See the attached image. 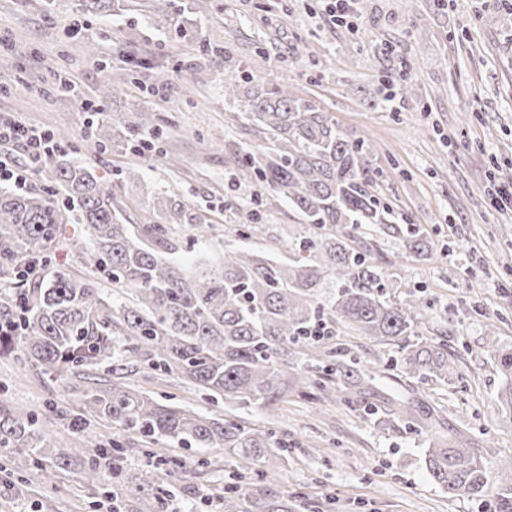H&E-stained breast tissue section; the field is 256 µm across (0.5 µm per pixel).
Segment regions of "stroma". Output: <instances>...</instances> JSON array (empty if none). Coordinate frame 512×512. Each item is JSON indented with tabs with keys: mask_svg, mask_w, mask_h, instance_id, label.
Here are the masks:
<instances>
[{
	"mask_svg": "<svg viewBox=\"0 0 512 512\" xmlns=\"http://www.w3.org/2000/svg\"><path fill=\"white\" fill-rule=\"evenodd\" d=\"M81 4L0 0V118L67 133L71 158L94 169L128 223H161L155 202L163 198L186 211L187 223L175 227L184 261L220 260L229 249L282 262L296 256L312 227L286 199L258 206V187L234 176L230 147L263 141L224 102L225 75L247 73L312 101L368 143L392 222H412L430 241L423 260L400 239L364 229L388 262V296L400 300L412 290L429 299L422 325L447 337L453 379L411 388L398 369L379 366L392 349L343 330L336 342L376 369V394L416 390L442 409L445 426H383L371 411L302 399L300 379L289 377L281 394L243 414L261 425L275 420L295 443L266 494L300 495L321 512H493L491 497L446 493L429 476L423 450L455 428L471 434L487 470L512 468V408L500 397L496 367L497 352L512 351V212L494 209L485 195L490 180L512 178V14L499 0H448L442 10L435 0H364L353 28L335 23L323 0H162L168 25L161 29L148 11L95 15ZM212 32L224 50L208 45ZM91 42L94 58L85 53ZM300 42L307 50L299 58ZM405 72L409 99L399 92ZM107 85L117 92L103 115L85 111ZM141 110L158 118L176 165L98 152L84 133L99 118L126 130ZM253 213L259 231L241 235ZM129 381L166 403L236 412L204 401L173 374L142 370ZM0 383L8 387L0 409L54 406L49 440H69L78 408L58 383L9 359H0ZM156 452L182 462L164 483L176 504L211 512L233 472L223 451L160 444ZM89 500L76 466L51 483L36 471L21 482L0 471V512H92Z\"/></svg>",
	"mask_w": 512,
	"mask_h": 512,
	"instance_id": "1",
	"label": "stroma"
}]
</instances>
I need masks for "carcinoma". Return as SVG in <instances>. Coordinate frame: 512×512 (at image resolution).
<instances>
[{
    "instance_id": "obj_1",
    "label": "carcinoma",
    "mask_w": 512,
    "mask_h": 512,
    "mask_svg": "<svg viewBox=\"0 0 512 512\" xmlns=\"http://www.w3.org/2000/svg\"><path fill=\"white\" fill-rule=\"evenodd\" d=\"M135 0H83L84 11H130ZM224 100L240 103L239 115L260 128L262 149L234 154L236 176L279 196L319 230L299 244L303 257L283 263L242 250L224 252L215 265L206 256L192 265L173 257L180 246L171 226L183 208L164 204L163 224H127L117 198L84 165L60 153L48 177L51 195L0 191V272H21L45 258L63 226L77 221L90 244L69 240L72 257L89 270L42 277L31 288L0 293V358L32 368L62 385L80 403L85 422L69 443L49 447L51 413L0 410V453L9 455L16 478L35 467L51 482L55 470L79 460L92 491L108 482L109 461L124 445L87 428L95 422L131 441L179 448H222L234 467L258 481L278 478L273 460L288 458V440L270 426L241 417L218 418L161 403L128 382L135 369L162 370L192 383L210 403L249 409L273 394L288 372L304 381L313 398L336 392V400L370 394L373 376L356 368L333 338L342 327L373 343L398 349L402 373L422 381H448L454 365L448 343L428 336L420 319L430 303L413 292L401 301L385 297L386 274L377 245L361 228L377 226L398 237L389 208L373 191L375 169L368 145L350 139L336 120L313 102L272 81L224 79ZM95 148L136 150L125 134L97 124ZM112 282L102 287L101 279ZM112 366V378L90 370ZM505 376L502 399L512 406V352L499 355ZM382 421L403 419L427 428L441 410L415 399H383ZM424 462L434 482L450 495L494 493L497 512H512V470L488 471L459 430L432 442ZM160 467L123 482L115 506L139 501L146 512H167L171 491ZM221 512H301L288 495L261 497L234 483L219 496Z\"/></svg>"
}]
</instances>
